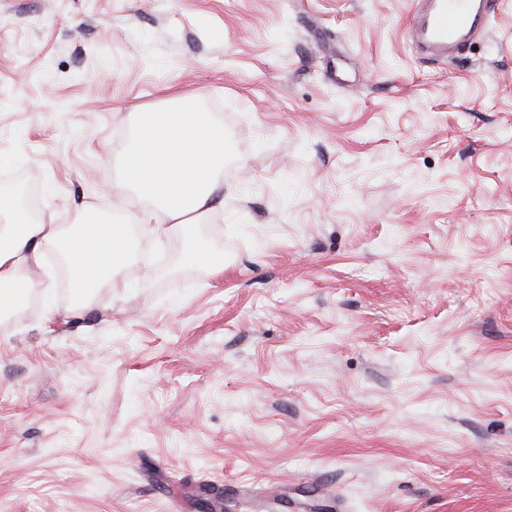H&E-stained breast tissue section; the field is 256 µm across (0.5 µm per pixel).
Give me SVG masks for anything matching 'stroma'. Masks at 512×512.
<instances>
[{
  "label": "stroma",
  "mask_w": 512,
  "mask_h": 512,
  "mask_svg": "<svg viewBox=\"0 0 512 512\" xmlns=\"http://www.w3.org/2000/svg\"><path fill=\"white\" fill-rule=\"evenodd\" d=\"M411 0H0V197L139 215L135 112L237 144L190 238L0 322V512H512V0L452 62ZM223 247V273L184 258Z\"/></svg>",
  "instance_id": "obj_1"
}]
</instances>
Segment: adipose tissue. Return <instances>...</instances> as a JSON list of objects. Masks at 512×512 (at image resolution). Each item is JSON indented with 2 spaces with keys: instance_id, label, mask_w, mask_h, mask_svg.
Instances as JSON below:
<instances>
[{
  "instance_id": "adipose-tissue-1",
  "label": "adipose tissue",
  "mask_w": 512,
  "mask_h": 512,
  "mask_svg": "<svg viewBox=\"0 0 512 512\" xmlns=\"http://www.w3.org/2000/svg\"><path fill=\"white\" fill-rule=\"evenodd\" d=\"M234 151L233 139L200 112L193 96L181 97L172 111L139 112L136 133L124 149L122 179L163 217L156 224L151 213H144L141 233H187L223 205L221 176ZM130 242L128 224H105L92 212L76 228L39 222L0 226V314L11 312L29 293L32 284L24 271L40 265L45 251L61 253L82 304L98 289L117 287L116 274L129 257Z\"/></svg>"
}]
</instances>
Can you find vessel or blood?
<instances>
[{
	"instance_id": "vessel-or-blood-1",
	"label": "vessel or blood",
	"mask_w": 512,
	"mask_h": 512,
	"mask_svg": "<svg viewBox=\"0 0 512 512\" xmlns=\"http://www.w3.org/2000/svg\"><path fill=\"white\" fill-rule=\"evenodd\" d=\"M502 0H418L407 39L424 57L453 60L474 39L487 36Z\"/></svg>"
}]
</instances>
